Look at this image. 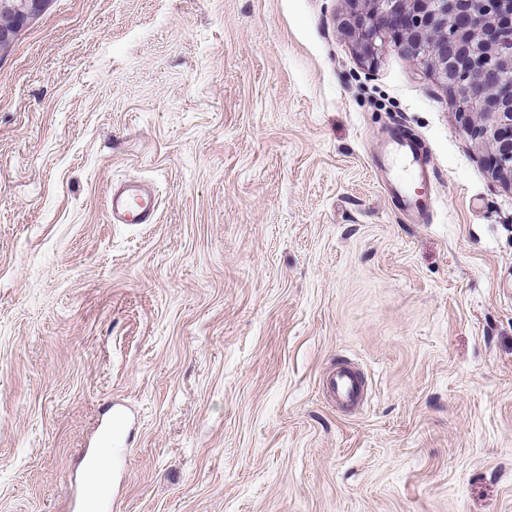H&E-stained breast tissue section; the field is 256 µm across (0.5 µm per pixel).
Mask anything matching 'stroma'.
<instances>
[{"label":"stroma","mask_w":512,"mask_h":512,"mask_svg":"<svg viewBox=\"0 0 512 512\" xmlns=\"http://www.w3.org/2000/svg\"><path fill=\"white\" fill-rule=\"evenodd\" d=\"M348 8L51 0L0 57V512H70L118 409L119 512H512V189ZM127 179L157 223L109 221ZM390 144L388 153L383 157L375 160L378 168L384 167L387 171L391 161V157L408 164L411 173V180L405 182L393 175L397 183L394 184V192L392 196L393 206L400 210L403 214L416 218V221L427 224L431 215L432 201L427 200L424 194H420L413 189L416 182L424 185H430L434 175L430 161L421 151L415 140L404 135L390 133ZM326 388L340 406L359 407L364 403L363 380L355 372H333L326 380Z\"/></svg>","instance_id":"1"}]
</instances>
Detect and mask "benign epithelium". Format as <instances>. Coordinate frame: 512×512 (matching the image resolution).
Masks as SVG:
<instances>
[{"label": "benign epithelium", "instance_id": "7a95c632", "mask_svg": "<svg viewBox=\"0 0 512 512\" xmlns=\"http://www.w3.org/2000/svg\"><path fill=\"white\" fill-rule=\"evenodd\" d=\"M50 0H0V56ZM347 32L371 61L394 40L448 90L461 127L512 187V0H348Z\"/></svg>", "mask_w": 512, "mask_h": 512}]
</instances>
